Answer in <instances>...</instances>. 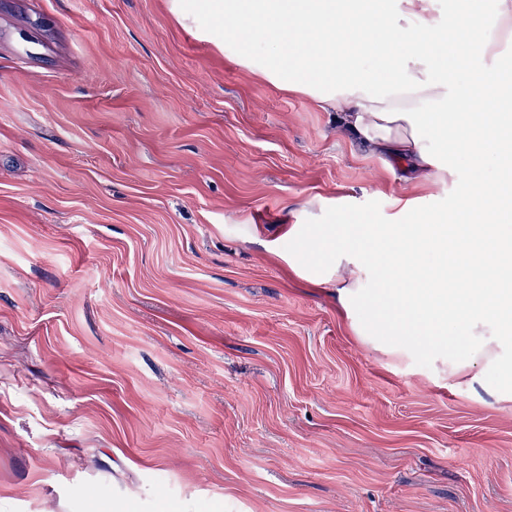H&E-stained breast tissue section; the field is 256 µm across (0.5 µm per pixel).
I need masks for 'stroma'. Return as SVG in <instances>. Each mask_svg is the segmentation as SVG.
<instances>
[{"label": "stroma", "instance_id": "35a3bbf8", "mask_svg": "<svg viewBox=\"0 0 512 512\" xmlns=\"http://www.w3.org/2000/svg\"><path fill=\"white\" fill-rule=\"evenodd\" d=\"M170 0H0V512H512V400L237 238L450 211Z\"/></svg>", "mask_w": 512, "mask_h": 512}]
</instances>
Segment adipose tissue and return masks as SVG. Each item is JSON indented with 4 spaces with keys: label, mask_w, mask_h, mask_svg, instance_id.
Returning a JSON list of instances; mask_svg holds the SVG:
<instances>
[{
    "label": "adipose tissue",
    "mask_w": 512,
    "mask_h": 512,
    "mask_svg": "<svg viewBox=\"0 0 512 512\" xmlns=\"http://www.w3.org/2000/svg\"><path fill=\"white\" fill-rule=\"evenodd\" d=\"M206 24L225 57L283 91L334 111L363 150L407 164L413 180L455 175L460 161L496 178L472 181L452 212L401 201L402 224L337 210L327 224H289L260 239L290 273L328 290L365 346L427 357L449 372L482 367L512 393V0H451L447 25L429 0H172ZM481 112L469 111L473 99ZM466 343L465 365L448 349Z\"/></svg>",
    "instance_id": "ef3b65f1"
}]
</instances>
